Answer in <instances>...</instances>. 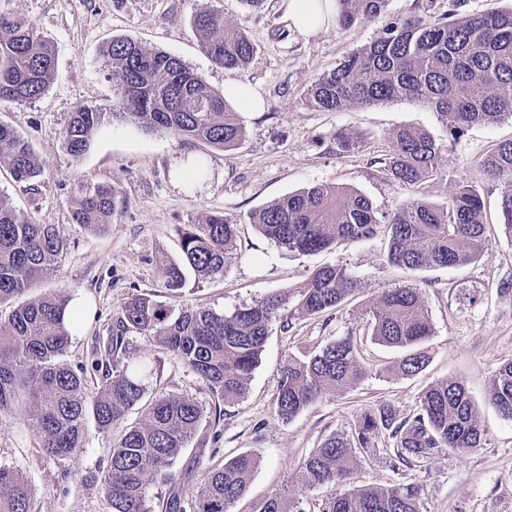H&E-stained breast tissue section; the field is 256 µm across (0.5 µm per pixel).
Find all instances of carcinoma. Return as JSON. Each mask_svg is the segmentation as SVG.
Segmentation results:
<instances>
[{
  "label": "carcinoma",
  "instance_id": "cac0c4a2",
  "mask_svg": "<svg viewBox=\"0 0 512 512\" xmlns=\"http://www.w3.org/2000/svg\"><path fill=\"white\" fill-rule=\"evenodd\" d=\"M337 25L345 29L360 19L385 13L388 0H337ZM458 0L433 19L395 18L376 38L321 74L306 90L316 111L405 98L428 105L452 140L472 126L512 117V9L460 17ZM201 49L217 67L245 68L255 47L230 26L224 11L207 3L193 15ZM112 71L116 99L112 111L79 107L63 132L66 150L83 155L112 117L146 130H164L181 143L201 141L229 150L245 135L240 112L205 76L179 57L149 49L127 37L102 48ZM55 48L37 25L22 15L0 14V105L30 102L48 88ZM443 145L425 130L404 127L391 139L385 170L407 186L441 175ZM16 182L33 185L41 175L27 140L0 121V165ZM485 173L503 183L499 200L501 227L512 240V140L499 142L484 155ZM116 207L112 186L87 182L71 209V223L90 230L111 223ZM266 237L290 252L316 254L340 241L375 237L388 228L387 262L410 270L458 267L484 256L487 249L483 199L461 183L448 202L435 205L410 199L381 216L372 201L344 185L317 184L283 196L253 216ZM237 222L211 213L179 228L182 259L163 264L164 286L182 290L187 272L200 279L224 276L234 252ZM67 240L55 224H34L0 196V304L35 287L60 268ZM357 288L343 267L321 266L294 293L278 294L230 315L204 308L175 307L145 293L125 301L112 325L109 351L126 355L127 334L145 333L178 356L226 404L246 393L248 381L277 319L290 327L296 316L333 310ZM60 292H46L0 316V415L24 407L43 452L63 458L82 447L88 418L99 428L122 427L113 445L102 489L109 512H150L147 482L170 465L195 435L203 408L184 396H158L144 409V421L125 424L143 401L153 365L143 359L106 375L102 390L91 396L83 376L62 360L77 310ZM374 339L401 352L391 371L401 377L423 372L429 357L423 345L433 327L420 291L410 286L381 290L372 308ZM367 369L357 358L352 336H343L304 358L291 357L281 371L275 414L289 421L317 401L362 381ZM490 402L512 420V360L496 371ZM385 432L395 442L389 463L395 469L425 460L435 448L463 456L481 447L483 431L477 408L465 386L450 379L431 384L419 397L416 412L402 417L384 406L361 416L349 435L326 438L303 460L299 483L305 489L339 488L324 512H420V486L405 482L388 487L345 488L357 465V452H369ZM260 459L242 454L208 472L197 494H173L168 512H229L242 497ZM34 491L16 470L0 466V512H32ZM258 512H302L288 492L267 498Z\"/></svg>",
  "mask_w": 512,
  "mask_h": 512
}]
</instances>
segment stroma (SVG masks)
<instances>
[{"instance_id": "stroma-1", "label": "stroma", "mask_w": 512, "mask_h": 512, "mask_svg": "<svg viewBox=\"0 0 512 512\" xmlns=\"http://www.w3.org/2000/svg\"><path fill=\"white\" fill-rule=\"evenodd\" d=\"M205 1L223 10L226 20L252 40L255 53L245 70L216 67L201 50L192 17ZM287 5L288 0H264L253 11L240 0H0V12L27 16L56 49L54 74L42 97L0 106V121L31 144L42 169L38 182L28 186L16 183L1 166L0 194L33 222L58 225L68 240L57 275L41 281L29 295L61 291L82 309L63 360L83 374L95 393L103 384L96 364L105 358L112 324L129 295L149 293L170 305L228 314L295 289L317 267L343 266L358 281L353 296L321 315L294 317L289 329L272 323L248 390L232 405L218 401L179 357L148 335L129 333L132 354L155 361L146 399L162 393L186 396L204 409L188 447L165 475L150 478L152 512H166L177 489L200 491L209 470L240 454L258 456L260 465L230 512H254L258 502L285 490L300 497L303 512H323L334 490H301L297 471L303 459L329 436L350 433L362 414L386 405L400 415L412 414L422 390L450 378L465 385L480 410L481 448L461 458L438 448L426 462L397 470L388 463L390 441L381 433L371 453L361 454L350 483H418L421 512H512V421L501 417L489 400L496 370L512 360V291L499 290L512 277V240L499 228L502 186L481 168L493 145L512 139V119L472 126L452 142L433 112L414 101L340 112L309 108L304 99L308 85L373 40L385 21L436 17L447 13L448 0H389L383 17L346 30L332 25L314 35L292 27ZM116 36L178 56L216 90L228 81L251 85L265 109L243 113L246 134L229 151L203 143L183 145L165 131L111 120L84 155L71 156L63 145L71 112L80 106L107 108L114 100L102 48ZM403 126L427 129L440 143H451L442 161L449 175L404 186L386 174L383 161L392 134ZM340 134L352 139L350 151L337 150ZM198 163L203 174L191 176ZM89 181L111 185L117 195L112 222L99 233L70 220L77 188ZM461 181L478 187L490 227L484 256L456 268L412 271L388 264V233L383 229L367 241H343L302 255L263 237L252 222L253 214L273 200L320 183L354 188L386 214L411 198L445 204ZM218 212L238 224L235 254L223 278L202 280L191 274L181 292H169L161 265L180 256L178 226ZM399 285L419 288L434 331L425 345L427 368L407 378L387 373L398 353L372 340L366 313L382 289ZM346 335L356 339L368 375L290 421L278 419L273 406L288 358L315 353ZM118 435V430L105 431L87 421L82 447L67 457L51 458L43 453L24 411L18 410L0 417V465L18 470L30 483L32 512H107L101 480Z\"/></svg>"}]
</instances>
